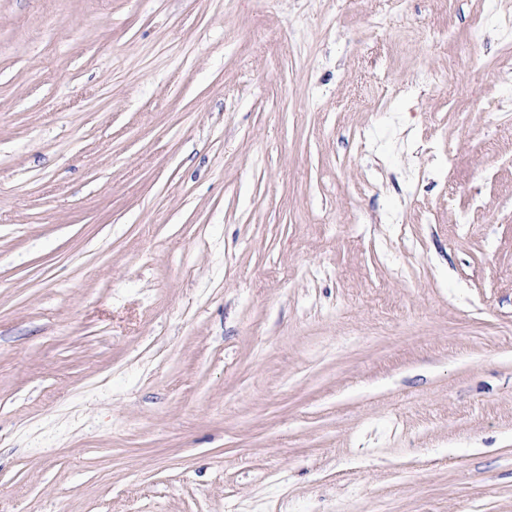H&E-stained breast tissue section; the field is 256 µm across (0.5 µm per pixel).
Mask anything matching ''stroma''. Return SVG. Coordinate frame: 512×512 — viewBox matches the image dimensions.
Segmentation results:
<instances>
[{
  "label": "stroma",
  "mask_w": 512,
  "mask_h": 512,
  "mask_svg": "<svg viewBox=\"0 0 512 512\" xmlns=\"http://www.w3.org/2000/svg\"><path fill=\"white\" fill-rule=\"evenodd\" d=\"M487 13L0 0V512H512Z\"/></svg>",
  "instance_id": "35a3bbf8"
}]
</instances>
